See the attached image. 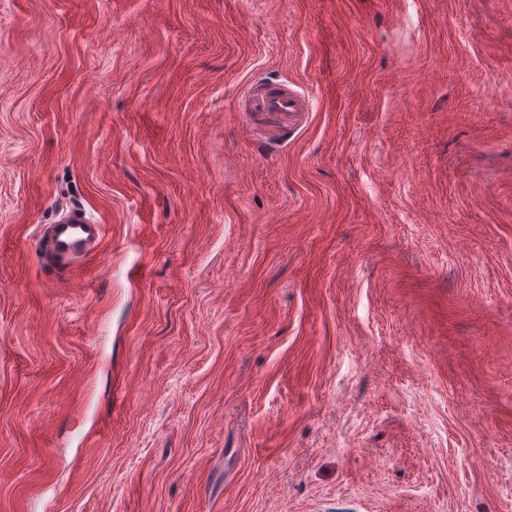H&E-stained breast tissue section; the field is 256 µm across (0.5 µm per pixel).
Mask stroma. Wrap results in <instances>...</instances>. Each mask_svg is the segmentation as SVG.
<instances>
[{
  "instance_id": "stroma-1",
  "label": "stroma",
  "mask_w": 512,
  "mask_h": 512,
  "mask_svg": "<svg viewBox=\"0 0 512 512\" xmlns=\"http://www.w3.org/2000/svg\"><path fill=\"white\" fill-rule=\"evenodd\" d=\"M0 512H512V0H0ZM245 112L276 114L284 119L307 111V103L304 96L285 85L268 87L259 82H253L247 86L243 95ZM62 220L65 223L50 227L49 238L52 253L56 256V260L51 262L66 271L97 245L103 226L81 214Z\"/></svg>"
}]
</instances>
